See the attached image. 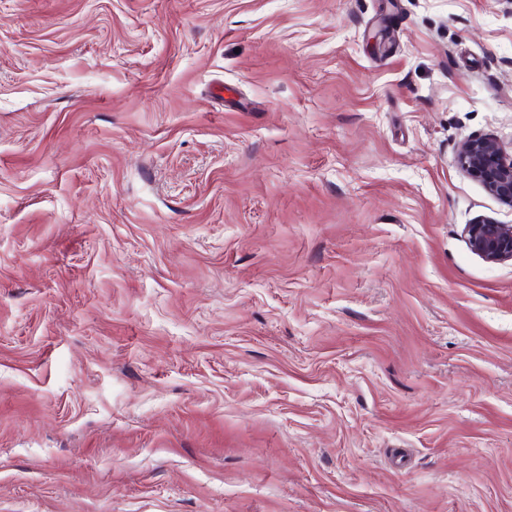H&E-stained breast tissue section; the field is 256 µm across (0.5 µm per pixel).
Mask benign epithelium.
Wrapping results in <instances>:
<instances>
[{
  "label": "benign epithelium",
  "instance_id": "obj_1",
  "mask_svg": "<svg viewBox=\"0 0 512 512\" xmlns=\"http://www.w3.org/2000/svg\"><path fill=\"white\" fill-rule=\"evenodd\" d=\"M464 174L480 182L501 202L512 206V155L491 137L464 140L457 153ZM470 250L487 263L512 262V224L480 218L464 227Z\"/></svg>",
  "mask_w": 512,
  "mask_h": 512
}]
</instances>
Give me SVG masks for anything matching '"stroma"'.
<instances>
[{"label":"stroma","instance_id":"stroma-1","mask_svg":"<svg viewBox=\"0 0 512 512\" xmlns=\"http://www.w3.org/2000/svg\"><path fill=\"white\" fill-rule=\"evenodd\" d=\"M512 0H0V512H512ZM457 163L464 174L512 206V155L505 153L497 140L483 136L467 138L458 150ZM470 250L487 263L512 262V224L480 218L464 227Z\"/></svg>","mask_w":512,"mask_h":512}]
</instances>
